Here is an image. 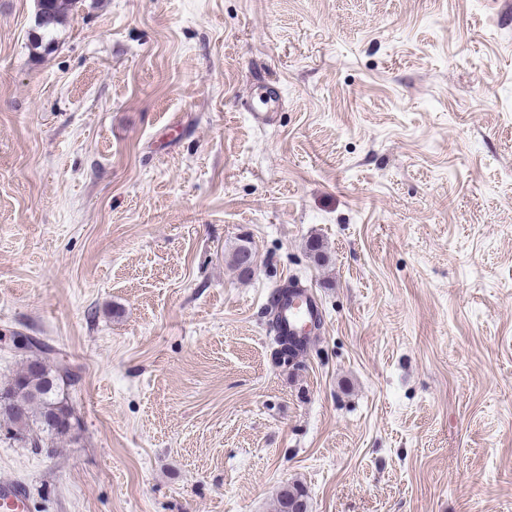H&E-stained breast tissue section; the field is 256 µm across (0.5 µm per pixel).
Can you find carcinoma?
<instances>
[{
  "instance_id": "1",
  "label": "carcinoma",
  "mask_w": 512,
  "mask_h": 512,
  "mask_svg": "<svg viewBox=\"0 0 512 512\" xmlns=\"http://www.w3.org/2000/svg\"><path fill=\"white\" fill-rule=\"evenodd\" d=\"M40 2L42 15L29 35L28 48L34 57L53 49L52 33L67 22L79 0ZM231 261L240 273L247 274L251 271L253 252L241 245L233 252ZM31 351L33 359L26 360L21 370L0 387V393L10 395L9 406H0V416L8 421L7 432L19 435L21 441L37 433L51 441L71 437L78 426L65 395L68 384L62 371L66 359L42 343ZM292 506L295 512H307V492L298 484L284 487L279 494V512H290Z\"/></svg>"
}]
</instances>
